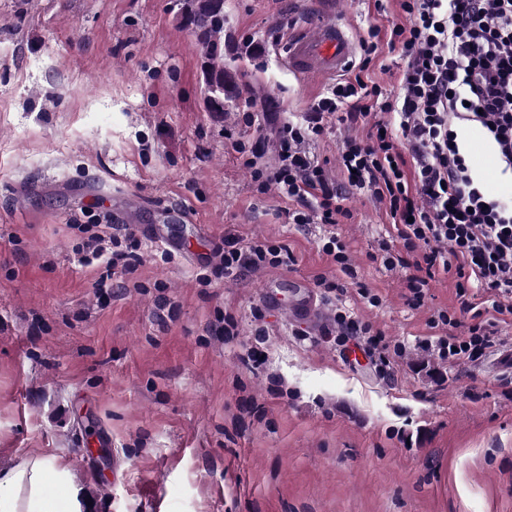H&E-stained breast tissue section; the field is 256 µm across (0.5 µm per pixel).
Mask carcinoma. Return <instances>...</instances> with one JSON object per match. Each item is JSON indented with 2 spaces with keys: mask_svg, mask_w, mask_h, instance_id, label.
<instances>
[{
  "mask_svg": "<svg viewBox=\"0 0 512 512\" xmlns=\"http://www.w3.org/2000/svg\"><path fill=\"white\" fill-rule=\"evenodd\" d=\"M180 23L197 33L204 49L203 75L206 105L211 112L224 111V101L240 98L239 87L226 80L224 68V0H181Z\"/></svg>",
  "mask_w": 512,
  "mask_h": 512,
  "instance_id": "cac0c4a2",
  "label": "carcinoma"
}]
</instances>
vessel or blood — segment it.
<instances>
[{"mask_svg":"<svg viewBox=\"0 0 512 512\" xmlns=\"http://www.w3.org/2000/svg\"><path fill=\"white\" fill-rule=\"evenodd\" d=\"M357 46L346 28L333 20L293 36L288 42V64L301 74L335 75L351 67Z\"/></svg>","mask_w":512,"mask_h":512,"instance_id":"vessel-or-blood-1","label":"vessel or blood"}]
</instances>
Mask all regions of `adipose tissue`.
<instances>
[{
	"label": "adipose tissue",
	"mask_w": 512,
	"mask_h": 512,
	"mask_svg": "<svg viewBox=\"0 0 512 512\" xmlns=\"http://www.w3.org/2000/svg\"><path fill=\"white\" fill-rule=\"evenodd\" d=\"M0 512H86V500L65 456L32 454L0 468Z\"/></svg>",
	"instance_id": "obj_1"
}]
</instances>
